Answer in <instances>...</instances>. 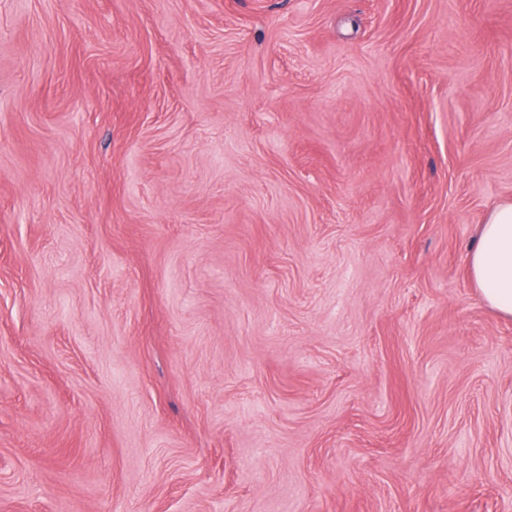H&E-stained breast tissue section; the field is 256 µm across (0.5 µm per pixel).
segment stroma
<instances>
[{
    "label": "stroma",
    "instance_id": "obj_1",
    "mask_svg": "<svg viewBox=\"0 0 512 512\" xmlns=\"http://www.w3.org/2000/svg\"><path fill=\"white\" fill-rule=\"evenodd\" d=\"M512 0H0V512H512ZM472 279L483 301L512 317V201L499 203L479 224L468 252Z\"/></svg>",
    "mask_w": 512,
    "mask_h": 512
}]
</instances>
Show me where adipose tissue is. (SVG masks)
Returning <instances> with one entry per match:
<instances>
[{"instance_id":"1","label":"adipose tissue","mask_w":512,"mask_h":512,"mask_svg":"<svg viewBox=\"0 0 512 512\" xmlns=\"http://www.w3.org/2000/svg\"><path fill=\"white\" fill-rule=\"evenodd\" d=\"M472 279L483 301L512 317V201L499 203L479 225L468 252Z\"/></svg>"}]
</instances>
